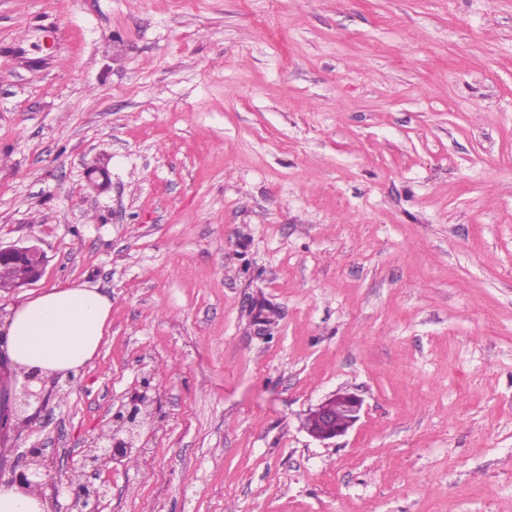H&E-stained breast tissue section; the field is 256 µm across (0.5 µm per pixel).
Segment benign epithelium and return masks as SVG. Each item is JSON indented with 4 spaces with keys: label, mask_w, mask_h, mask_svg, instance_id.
<instances>
[{
    "label": "benign epithelium",
    "mask_w": 512,
    "mask_h": 512,
    "mask_svg": "<svg viewBox=\"0 0 512 512\" xmlns=\"http://www.w3.org/2000/svg\"><path fill=\"white\" fill-rule=\"evenodd\" d=\"M41 250L36 245L8 247L0 246V260L9 261L19 266L30 263L36 265L31 275L19 281L25 285L38 279L42 270ZM46 380L27 374L24 383L10 396L4 409H0V428L25 426L35 416L46 410ZM149 382H144V391L135 400L116 409L112 414V429L109 433L96 438L92 445L85 449L84 466L90 472H72L66 476V488L71 491L69 512H95V506L107 489L103 484L95 485L90 477L98 476L109 470L112 462L128 456L140 435V428L149 415L148 408L152 399L147 395ZM34 413H28L29 409ZM363 408V399L352 392H338L318 405L310 412L307 432L315 439L326 441L345 435L359 420ZM31 461L37 465L32 470L26 466L12 469L11 478L14 483L25 491L43 490L46 486H55L49 471L56 469L54 457L45 455L44 448L33 446L27 450Z\"/></svg>",
    "instance_id": "7a95c632"
}]
</instances>
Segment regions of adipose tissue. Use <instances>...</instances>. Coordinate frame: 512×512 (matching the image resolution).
I'll use <instances>...</instances> for the list:
<instances>
[{
	"instance_id": "1",
	"label": "adipose tissue",
	"mask_w": 512,
	"mask_h": 512,
	"mask_svg": "<svg viewBox=\"0 0 512 512\" xmlns=\"http://www.w3.org/2000/svg\"><path fill=\"white\" fill-rule=\"evenodd\" d=\"M111 312V301L94 289L56 285L11 307L0 326V348L26 373L76 372L97 353Z\"/></svg>"
}]
</instances>
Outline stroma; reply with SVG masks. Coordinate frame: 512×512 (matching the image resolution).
<instances>
[{
    "label": "stroma",
    "mask_w": 512,
    "mask_h": 512,
    "mask_svg": "<svg viewBox=\"0 0 512 512\" xmlns=\"http://www.w3.org/2000/svg\"><path fill=\"white\" fill-rule=\"evenodd\" d=\"M29 244L0 324L65 283L112 315L1 484L33 445L79 470L145 391L97 512H512V0H0ZM41 250L37 245H28V246H17L12 245L3 248L0 246V260L9 261L15 263L19 266L29 265V262H32L36 265V269L31 273V275L25 279L19 281V286L28 284L38 279L42 270L43 255L41 254ZM38 257V259H36ZM363 399L352 392H338L325 399L310 412L307 432L326 441L345 435L359 420Z\"/></svg>",
    "instance_id": "stroma-1"
}]
</instances>
